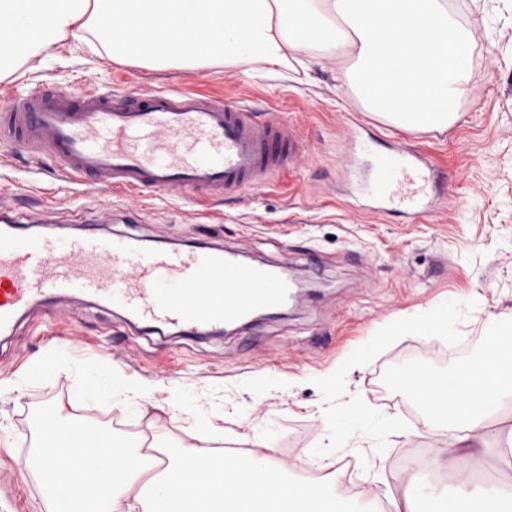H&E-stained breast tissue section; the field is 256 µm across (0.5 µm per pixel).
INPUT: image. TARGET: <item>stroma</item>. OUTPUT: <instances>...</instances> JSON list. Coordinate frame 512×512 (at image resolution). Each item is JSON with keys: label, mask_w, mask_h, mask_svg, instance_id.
<instances>
[{"label": "stroma", "mask_w": 512, "mask_h": 512, "mask_svg": "<svg viewBox=\"0 0 512 512\" xmlns=\"http://www.w3.org/2000/svg\"><path fill=\"white\" fill-rule=\"evenodd\" d=\"M460 7L462 23L474 33L472 69L460 117L445 130L400 129L370 111L352 48L305 69L296 64L308 54L303 42L277 65H233L215 57L193 67H152L135 57L108 59L106 50L89 47L84 31L52 46L46 63L18 59L0 70V93L18 84L74 92L180 86L221 93L277 113L293 129L303 158L300 169L269 187L196 203L175 195L132 199L93 188L76 191L61 180L52 159L30 170L21 152L0 148V215L63 224L71 235L122 233L162 244L217 246L258 263L284 262L301 287L298 304L284 317L251 322L229 336L152 333L94 305L76 312L62 302L42 307L0 341V377L12 381L46 366L27 392H0V426L7 430L0 439V472L16 473L14 482L0 481V512H40V492L19 454L25 408L85 411L71 402L74 375L47 366L63 337L77 340L84 358L154 390L138 419L121 411L112 423L93 422L99 434L160 457L194 445L191 422L169 415L179 402L177 390L185 387L207 401L219 428L211 451L263 454L250 428L261 411L280 420L288 445L274 458L291 475L335 484L347 497L370 495L380 512L389 507L387 490L406 492L402 473L448 440L425 426L406 383L378 378L379 370L410 353L418 336L409 330L378 343L365 365L342 378L399 422V433L385 441L378 481L337 463L305 472L300 460L336 400L327 376L371 332L446 296L471 294L479 308L461 335L475 340L493 322L512 327V0H462ZM349 114L369 125L381 144L409 143L429 153L442 173L432 217L415 223L399 213L369 215L338 204Z\"/></svg>", "instance_id": "obj_1"}]
</instances>
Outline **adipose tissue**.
Segmentation results:
<instances>
[{"instance_id": "obj_1", "label": "adipose tissue", "mask_w": 512, "mask_h": 512, "mask_svg": "<svg viewBox=\"0 0 512 512\" xmlns=\"http://www.w3.org/2000/svg\"><path fill=\"white\" fill-rule=\"evenodd\" d=\"M14 20L0 57L32 58L64 40L71 30L91 31L103 48L145 58L197 61L202 49L236 64L261 60L275 65L297 41L312 47H356L363 87L372 108L396 127L447 129L459 117L458 102L471 68L472 31L459 25L448 0H0V17ZM217 27L209 46L191 32ZM474 299L449 296L436 305L406 313L401 323L419 335L455 345L462 323L475 312ZM494 341L459 362L450 379L421 381L409 377L426 425L450 433L457 455L434 451L418 463L428 481H448L449 465L479 469L488 451L491 420L512 419V331L491 324ZM50 365L77 378L75 395L88 404L109 402L129 414L139 413L148 392L132 380L69 353ZM397 427L394 420L365 404L336 409L325 418L329 450L323 460L354 454L380 459L382 445ZM43 442L32 452L30 472L46 512H370L363 497L349 499L335 485L313 486L291 477L268 452L277 442L270 426L257 439L266 455L240 459L195 451L166 466L151 454L122 450L109 457L110 484L99 489L86 475L58 481L48 464L61 448H92V431L63 409L45 413ZM443 502L448 512H512V486L470 480L443 495L426 489L392 498L390 512H415L416 503Z\"/></svg>"}]
</instances>
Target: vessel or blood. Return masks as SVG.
<instances>
[{"label": "vessel or blood", "instance_id": "vessel-or-blood-1", "mask_svg": "<svg viewBox=\"0 0 512 512\" xmlns=\"http://www.w3.org/2000/svg\"><path fill=\"white\" fill-rule=\"evenodd\" d=\"M349 152L340 170L360 209L413 219L433 211L436 168L414 146L376 149L358 118L344 122ZM0 145L43 157L68 183L137 197L142 191L236 197L273 183L299 159L276 115L190 88L80 93L13 90L0 109ZM299 297L284 265L239 263L220 248H145L131 237L23 236L0 225V337L56 298L122 313L155 331H223L256 311L287 309Z\"/></svg>", "mask_w": 512, "mask_h": 512}]
</instances>
